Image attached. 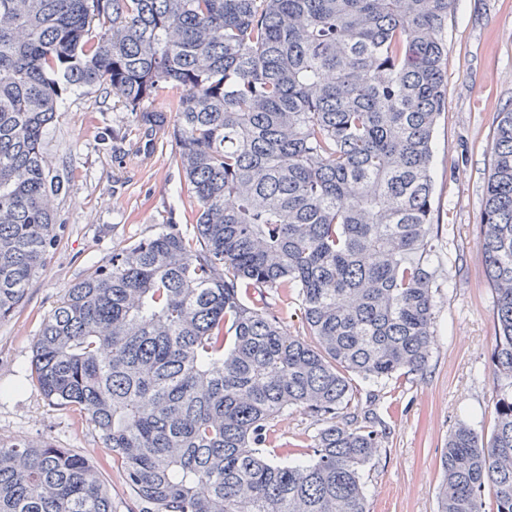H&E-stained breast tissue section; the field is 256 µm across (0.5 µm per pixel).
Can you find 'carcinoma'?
<instances>
[{
    "mask_svg": "<svg viewBox=\"0 0 512 512\" xmlns=\"http://www.w3.org/2000/svg\"><path fill=\"white\" fill-rule=\"evenodd\" d=\"M453 0H0V320L61 230L45 135L65 95L173 115L186 236L112 251L44 319L31 380L111 448L0 440V512H369L383 430L341 416L352 378L422 372L434 335V132ZM180 94L151 110L164 89ZM482 257L502 380L489 436L461 420L437 512H512V108L498 113ZM300 302L309 339L250 291ZM300 408L306 449L273 447ZM275 445L289 448V444L306 446L320 425L315 419L299 409H290L274 422ZM102 479L112 496L117 512H125L124 505L128 495L121 472L116 467L106 468L102 471Z\"/></svg>",
    "mask_w": 512,
    "mask_h": 512,
    "instance_id": "1",
    "label": "carcinoma"
}]
</instances>
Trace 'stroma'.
<instances>
[{"label":"stroma","mask_w":512,"mask_h":512,"mask_svg":"<svg viewBox=\"0 0 512 512\" xmlns=\"http://www.w3.org/2000/svg\"><path fill=\"white\" fill-rule=\"evenodd\" d=\"M448 40V105L434 134L436 334L428 367L390 380L378 396L357 383L348 411L381 423V455L363 470L369 512H436L440 456L455 424L490 432L498 378L491 365L495 314L481 257L479 224L494 143V119L512 106V0H454ZM63 171L56 198L65 231L22 306L0 321V440L41 439L92 459L108 457L93 428L52 405L30 380L42 322L78 279L113 248L156 232L186 184L171 128L145 135L134 114L98 91L70 94L46 140ZM318 429L299 409L274 422L276 446L308 445Z\"/></svg>","instance_id":"obj_1"}]
</instances>
